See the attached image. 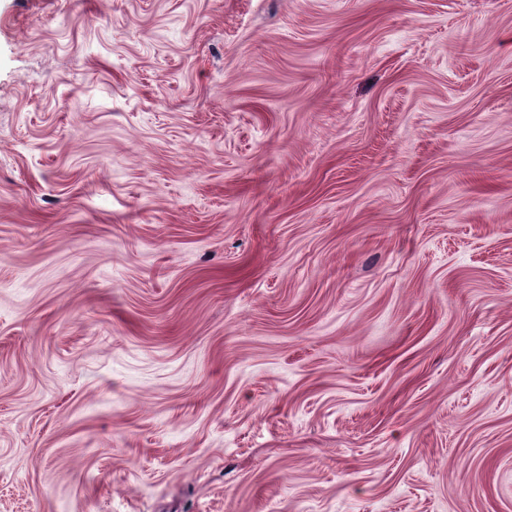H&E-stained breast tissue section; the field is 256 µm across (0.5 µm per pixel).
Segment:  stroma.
<instances>
[{
  "instance_id": "stroma-1",
  "label": "stroma",
  "mask_w": 512,
  "mask_h": 512,
  "mask_svg": "<svg viewBox=\"0 0 512 512\" xmlns=\"http://www.w3.org/2000/svg\"><path fill=\"white\" fill-rule=\"evenodd\" d=\"M0 512H512V0H0Z\"/></svg>"
}]
</instances>
